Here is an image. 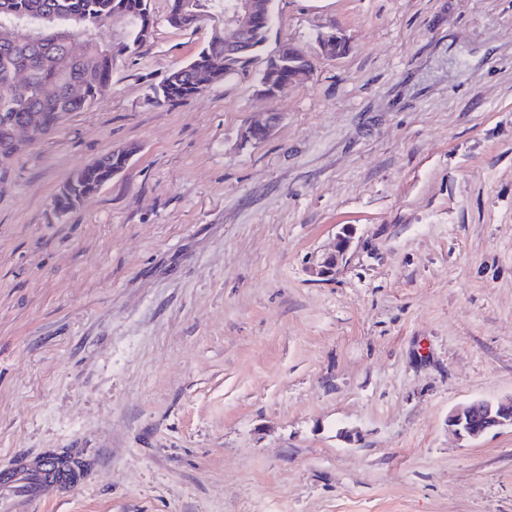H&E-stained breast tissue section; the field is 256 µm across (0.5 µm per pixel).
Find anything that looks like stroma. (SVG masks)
<instances>
[{"instance_id": "1", "label": "stroma", "mask_w": 512, "mask_h": 512, "mask_svg": "<svg viewBox=\"0 0 512 512\" xmlns=\"http://www.w3.org/2000/svg\"><path fill=\"white\" fill-rule=\"evenodd\" d=\"M150 8L0 179V502L51 454L77 477L30 512H512V428L448 425L512 398V0H275L264 52L306 79L262 96L258 61L172 106L149 87L222 25ZM134 152V148L113 151L79 169L78 176H75V173L68 180L70 184L73 185L77 178L75 185L69 189L70 196L59 195L62 190H66V183L68 181L63 185L61 191L56 196L54 202L57 210L63 213L71 211L76 207L71 197H86L101 190L102 187L112 180V176H114L116 172L121 171L127 165ZM351 246L349 236L339 235L336 242V250L327 253L320 258L314 257L311 262L312 273L320 278H327L336 274L346 257ZM448 423L456 435L470 441L479 439L491 428H512V400L460 405L450 413Z\"/></svg>"}]
</instances>
